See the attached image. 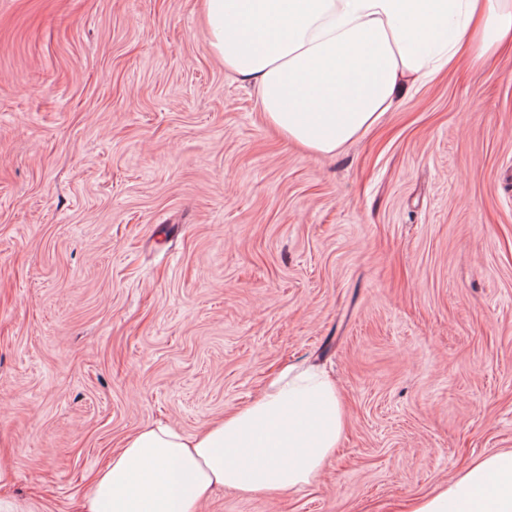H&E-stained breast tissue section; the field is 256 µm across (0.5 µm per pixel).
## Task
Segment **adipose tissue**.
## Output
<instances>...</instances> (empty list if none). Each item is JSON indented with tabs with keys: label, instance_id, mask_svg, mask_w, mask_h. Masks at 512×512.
<instances>
[{
	"label": "adipose tissue",
	"instance_id": "adipose-tissue-1",
	"mask_svg": "<svg viewBox=\"0 0 512 512\" xmlns=\"http://www.w3.org/2000/svg\"><path fill=\"white\" fill-rule=\"evenodd\" d=\"M213 55L251 82L265 121L332 155L409 91L512 45V0H200ZM346 426L335 383L288 364L203 433L147 426L94 478L81 512H199L221 489L276 496L309 483ZM409 512H512V449L479 459Z\"/></svg>",
	"mask_w": 512,
	"mask_h": 512
}]
</instances>
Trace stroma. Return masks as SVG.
<instances>
[{
  "mask_svg": "<svg viewBox=\"0 0 512 512\" xmlns=\"http://www.w3.org/2000/svg\"><path fill=\"white\" fill-rule=\"evenodd\" d=\"M317 363L307 485L201 512H403L512 449V53L333 157L286 143L198 0H0V458L79 512L124 438L193 434Z\"/></svg>",
  "mask_w": 512,
  "mask_h": 512,
  "instance_id": "obj_1",
  "label": "stroma"
}]
</instances>
